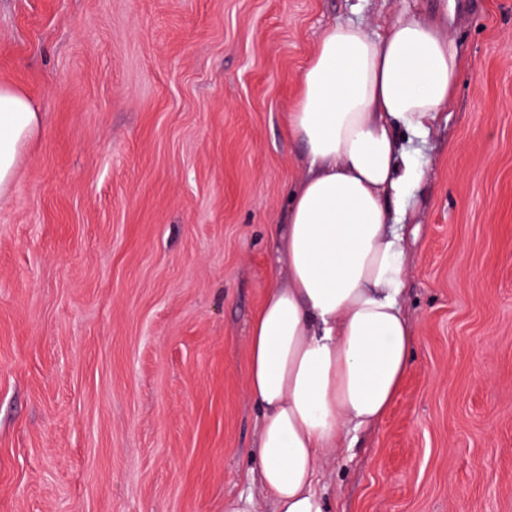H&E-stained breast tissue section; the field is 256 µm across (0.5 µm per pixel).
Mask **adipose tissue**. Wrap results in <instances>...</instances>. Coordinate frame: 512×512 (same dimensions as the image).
I'll return each instance as SVG.
<instances>
[{
    "label": "adipose tissue",
    "mask_w": 512,
    "mask_h": 512,
    "mask_svg": "<svg viewBox=\"0 0 512 512\" xmlns=\"http://www.w3.org/2000/svg\"><path fill=\"white\" fill-rule=\"evenodd\" d=\"M464 65L452 36L411 17L379 38L330 25L301 71L286 131L307 170L282 212L284 280L247 339L252 457L276 512H326L315 487L324 454L386 416L401 391L412 327L398 220L422 172L400 135L438 119ZM40 121L24 93L0 84V197Z\"/></svg>",
    "instance_id": "adipose-tissue-1"
}]
</instances>
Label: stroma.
<instances>
[{"label": "stroma", "instance_id": "1", "mask_svg": "<svg viewBox=\"0 0 512 512\" xmlns=\"http://www.w3.org/2000/svg\"><path fill=\"white\" fill-rule=\"evenodd\" d=\"M414 16L467 65L403 138L412 365L318 487L512 512V0H0V83L41 114L0 200V512H271L246 346L305 173L285 116L330 24Z\"/></svg>", "mask_w": 512, "mask_h": 512}]
</instances>
